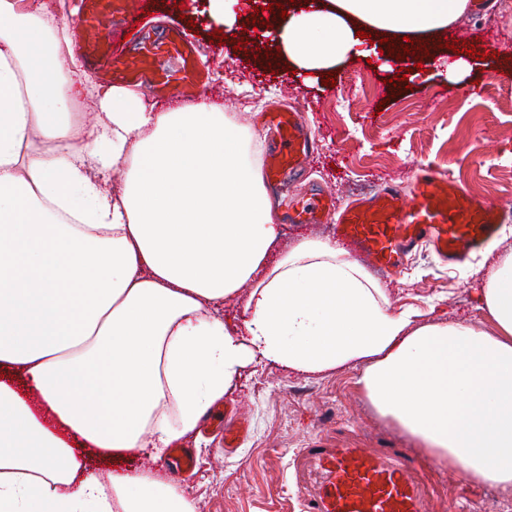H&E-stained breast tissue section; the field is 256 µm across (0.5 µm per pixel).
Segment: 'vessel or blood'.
Here are the masks:
<instances>
[{
    "mask_svg": "<svg viewBox=\"0 0 512 512\" xmlns=\"http://www.w3.org/2000/svg\"><path fill=\"white\" fill-rule=\"evenodd\" d=\"M139 9L140 0H84L71 32L74 50L98 67L106 82H144L161 99L174 93L187 100L202 95L207 75L181 29H137L134 43L125 42L126 30L136 29ZM267 125L277 138L266 154L268 176L276 180L300 169L316 144L304 133L298 112L271 113ZM333 207V196L317 192L296 201L290 221L318 224L335 216L337 238L385 272L398 271L422 243L431 245L443 264H462L501 225L498 206L423 167L409 185L384 184L337 215ZM206 417L218 421L225 449L245 441L247 426L225 409L211 407ZM294 464L301 512H430L428 488L405 449L318 445L299 449Z\"/></svg>",
    "mask_w": 512,
    "mask_h": 512,
    "instance_id": "1",
    "label": "vessel or blood"
}]
</instances>
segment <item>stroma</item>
<instances>
[{"label": "stroma", "instance_id": "stroma-1", "mask_svg": "<svg viewBox=\"0 0 512 512\" xmlns=\"http://www.w3.org/2000/svg\"><path fill=\"white\" fill-rule=\"evenodd\" d=\"M146 28L185 30L209 72L206 102L237 114L260 130L270 110L299 109L305 131L320 150L288 190L289 198L329 190L336 209L372 192L385 179L403 181L418 165L447 174L470 196L512 207V0L468 11L441 34L439 51L424 76L399 80L400 64L380 54L372 61L348 57L334 70L335 86L321 76L271 66L274 30H262L254 0L233 7V34L218 43L209 0H146ZM470 32L466 46L483 53L463 82L447 76V44ZM476 254L456 269L442 266L428 248L410 255L400 274L384 280L392 309L413 305L474 326L487 325L479 309L482 286ZM248 421L250 434L235 452L212 434L193 432L178 444L195 460L177 480L197 512H300L293 458L315 438L359 440L367 448H403L407 442L377 418L352 372L307 378L274 364L248 367L224 396ZM432 512H453L468 495L474 512H512V496L471 486L448 468L420 460Z\"/></svg>", "mask_w": 512, "mask_h": 512}]
</instances>
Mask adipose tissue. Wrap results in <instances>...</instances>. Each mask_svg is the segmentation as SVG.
I'll return each instance as SVG.
<instances>
[{"instance_id":"1","label":"adipose tissue","mask_w":512,"mask_h":512,"mask_svg":"<svg viewBox=\"0 0 512 512\" xmlns=\"http://www.w3.org/2000/svg\"><path fill=\"white\" fill-rule=\"evenodd\" d=\"M468 4L319 0L273 18L270 63L326 70L360 55L365 31L396 55L414 41L428 64L429 35ZM68 27L0 0V372L38 394L0 381V512H196L175 480L105 478L78 451L162 457L258 362L355 373L413 448L512 495V251L481 276L488 326L390 311L334 241L281 249L252 134L204 102L162 110L91 84ZM79 82L98 109L90 126L59 115ZM224 303L245 320L217 315Z\"/></svg>"}]
</instances>
